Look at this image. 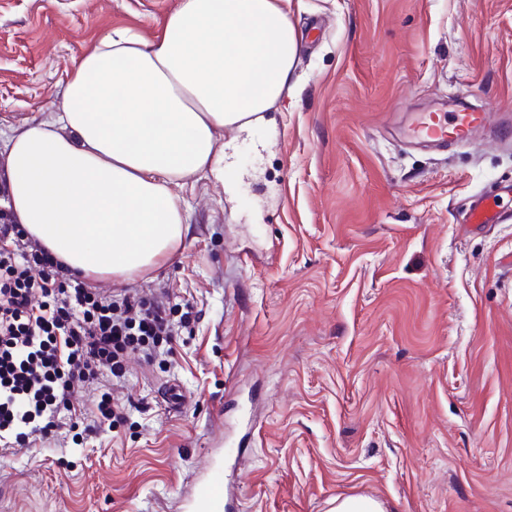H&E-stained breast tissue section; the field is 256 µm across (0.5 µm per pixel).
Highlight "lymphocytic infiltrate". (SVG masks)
I'll return each mask as SVG.
<instances>
[{
  "mask_svg": "<svg viewBox=\"0 0 512 512\" xmlns=\"http://www.w3.org/2000/svg\"><path fill=\"white\" fill-rule=\"evenodd\" d=\"M191 312L126 292L87 288L16 221H0V446L52 443L67 425L100 424L119 407L78 409V386L124 379L130 354L153 355Z\"/></svg>",
  "mask_w": 512,
  "mask_h": 512,
  "instance_id": "f902f5d3",
  "label": "lymphocytic infiltrate"
}]
</instances>
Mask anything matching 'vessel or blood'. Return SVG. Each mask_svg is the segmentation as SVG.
<instances>
[{
	"instance_id": "vessel-or-blood-1",
	"label": "vessel or blood",
	"mask_w": 512,
	"mask_h": 512,
	"mask_svg": "<svg viewBox=\"0 0 512 512\" xmlns=\"http://www.w3.org/2000/svg\"><path fill=\"white\" fill-rule=\"evenodd\" d=\"M492 117V106H475L465 97L457 96L449 100L447 114L431 112L418 117L411 133L419 142L444 147L451 142L469 140L475 132L490 126ZM501 218V213L493 210L486 198L475 201L470 209L469 221L473 224H493L500 222ZM226 489L224 473L211 470L194 503L196 512H227L229 500Z\"/></svg>"
}]
</instances>
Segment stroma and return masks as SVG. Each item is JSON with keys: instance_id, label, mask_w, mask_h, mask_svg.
Returning a JSON list of instances; mask_svg holds the SVG:
<instances>
[{"instance_id": "1", "label": "stroma", "mask_w": 512, "mask_h": 512, "mask_svg": "<svg viewBox=\"0 0 512 512\" xmlns=\"http://www.w3.org/2000/svg\"><path fill=\"white\" fill-rule=\"evenodd\" d=\"M178 0H0V170L85 48L153 38ZM298 53L233 183L174 184L182 246L127 281L190 301L166 354L129 358L122 417L0 449V512H190L211 469L231 512H512V144L435 151L416 112L512 109V0H290ZM486 191L510 220L468 227ZM329 512H394L389 511L386 504L380 499L355 494L336 496L332 501Z\"/></svg>"}]
</instances>
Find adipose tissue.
Returning <instances> with one entry per match:
<instances>
[{
	"label": "adipose tissue",
	"mask_w": 512,
	"mask_h": 512,
	"mask_svg": "<svg viewBox=\"0 0 512 512\" xmlns=\"http://www.w3.org/2000/svg\"><path fill=\"white\" fill-rule=\"evenodd\" d=\"M289 0H178L153 40L116 27L70 74L57 112L14 134L13 211L89 279L127 280L176 252L170 186L224 172L219 139L261 124L297 52Z\"/></svg>",
	"instance_id": "1"
}]
</instances>
